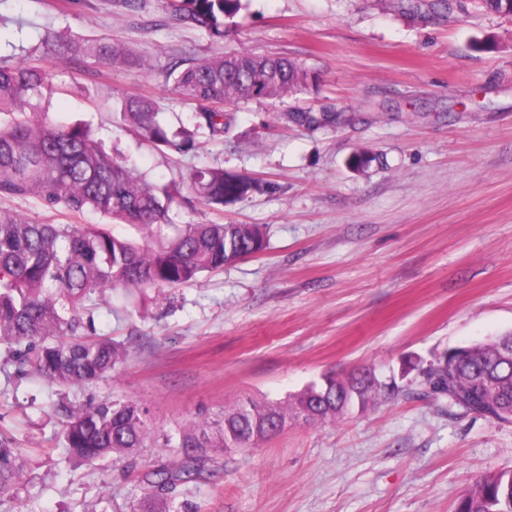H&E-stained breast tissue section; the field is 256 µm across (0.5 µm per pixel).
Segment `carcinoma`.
<instances>
[{
    "instance_id": "obj_1",
    "label": "carcinoma",
    "mask_w": 512,
    "mask_h": 512,
    "mask_svg": "<svg viewBox=\"0 0 512 512\" xmlns=\"http://www.w3.org/2000/svg\"><path fill=\"white\" fill-rule=\"evenodd\" d=\"M479 9L512 14V0H471ZM179 20L222 34L242 0H168ZM389 8L426 21L450 13L448 0H392ZM47 50L77 63L124 61L126 47L107 38L76 41L50 32ZM174 88L194 104L187 123L168 126L152 97L124 95L122 122L152 147L186 154L195 136L224 135V105L283 99L304 92L315 79L303 63L286 56L234 52L186 67L168 68ZM47 71L27 62L0 61V198L34 197L57 211L79 215L93 210L114 225L148 226L161 232L169 212L197 202L214 210L235 202L259 185L221 167L195 169L188 181H153L134 161L116 159L80 122L50 123L33 100L43 95ZM288 120L308 128L333 127L338 112L293 109ZM266 248L257 224H186L171 239L150 247L108 229L106 224H54L0 209V343L17 363L51 385L80 388L107 377L123 357L110 338L85 333L84 317L106 293L144 288L162 290L196 282L248 254ZM424 385L448 407L463 413L480 405L489 420L512 421V331L484 343L453 349L426 373ZM395 387L365 369L325 374L322 381L283 401L239 400L203 421L174 433L153 427L148 410L135 400H104L89 407L54 406L65 419L70 454L92 466L123 460L142 448H179L171 466L145 470L147 495L137 512H175L169 492L200 479L208 449L252 448L274 434L269 424L299 414L324 421L361 411L394 394ZM18 449L0 448V493L16 475ZM456 512H512V469L477 478L458 499Z\"/></svg>"
}]
</instances>
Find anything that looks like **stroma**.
<instances>
[{
	"label": "stroma",
	"instance_id": "35a3bbf8",
	"mask_svg": "<svg viewBox=\"0 0 512 512\" xmlns=\"http://www.w3.org/2000/svg\"><path fill=\"white\" fill-rule=\"evenodd\" d=\"M215 35L181 24L166 0H0V57L42 62L49 121L82 119L113 155L152 179L199 167L259 181L187 224L260 225L257 256L165 291H117L89 333L126 349L112 374L80 390L51 387L0 349V444L21 449L0 512H133L143 464L177 460L142 449L136 462L87 467L64 448V401L145 404L174 430L246 398L282 400L323 374L371 369L399 394L343 420L289 421L249 450L218 456L210 478L181 485L182 512H455L477 475L512 469V421L493 422L426 396L422 371L449 349L512 330V18L474 12L413 24L380 0H243ZM97 35L147 68L44 57L41 36ZM229 51L288 56L317 81L282 102L228 107L223 138L186 155L140 143L114 116L121 94L160 99L170 126L190 112L168 64ZM303 107L340 124L289 122ZM375 160L362 171L354 151ZM416 369L403 373L404 361Z\"/></svg>",
	"mask_w": 512,
	"mask_h": 512
}]
</instances>
